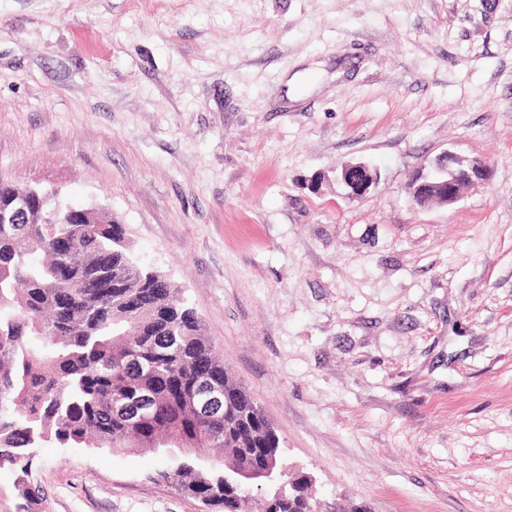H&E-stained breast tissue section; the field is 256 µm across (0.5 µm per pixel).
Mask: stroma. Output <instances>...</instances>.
Segmentation results:
<instances>
[{"label": "stroma", "instance_id": "1", "mask_svg": "<svg viewBox=\"0 0 512 512\" xmlns=\"http://www.w3.org/2000/svg\"><path fill=\"white\" fill-rule=\"evenodd\" d=\"M446 150L488 186L413 204ZM0 179L123 224L328 501L512 512V0H0ZM168 464L29 478L37 512H201ZM340 177L349 189V194L355 197L366 194L377 181V173L362 164L345 165L341 169Z\"/></svg>", "mask_w": 512, "mask_h": 512}]
</instances>
